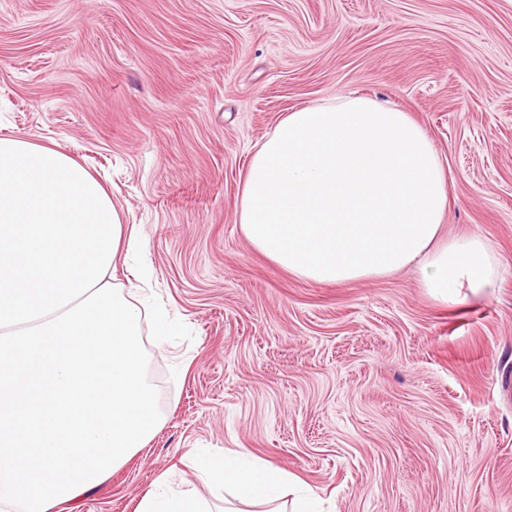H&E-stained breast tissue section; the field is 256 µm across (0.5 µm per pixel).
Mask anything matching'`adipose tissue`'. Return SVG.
Instances as JSON below:
<instances>
[{"mask_svg":"<svg viewBox=\"0 0 512 512\" xmlns=\"http://www.w3.org/2000/svg\"><path fill=\"white\" fill-rule=\"evenodd\" d=\"M451 184L407 113L340 95L283 117L252 156L237 217L256 250L301 279L345 284L413 265L429 295L454 304L497 280L490 241L442 233ZM197 467L210 484L236 490L224 512H323L293 476L247 453Z\"/></svg>","mask_w":512,"mask_h":512,"instance_id":"adipose-tissue-1","label":"adipose tissue"}]
</instances>
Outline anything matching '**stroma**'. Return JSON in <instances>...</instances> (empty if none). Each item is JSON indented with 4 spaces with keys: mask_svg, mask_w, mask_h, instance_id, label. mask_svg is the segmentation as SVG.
Returning a JSON list of instances; mask_svg holds the SVG:
<instances>
[{
    "mask_svg": "<svg viewBox=\"0 0 512 512\" xmlns=\"http://www.w3.org/2000/svg\"><path fill=\"white\" fill-rule=\"evenodd\" d=\"M370 96L453 177L445 231L500 284L441 304L413 270L342 285L283 270L235 213L289 112ZM52 144L141 233L192 341L145 339L160 428L56 512L224 495L198 454L247 452L328 512H512V0H0V137Z\"/></svg>",
    "mask_w": 512,
    "mask_h": 512,
    "instance_id": "obj_1",
    "label": "stroma"
}]
</instances>
